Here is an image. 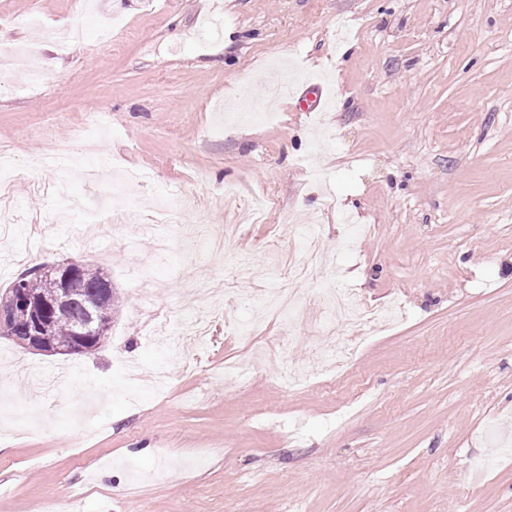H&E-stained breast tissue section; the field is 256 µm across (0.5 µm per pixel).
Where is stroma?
<instances>
[{"label":"stroma","instance_id":"1","mask_svg":"<svg viewBox=\"0 0 512 512\" xmlns=\"http://www.w3.org/2000/svg\"><path fill=\"white\" fill-rule=\"evenodd\" d=\"M75 21L63 51L31 30ZM0 57V259H82L120 298L88 354L0 335V395L49 421L20 434L0 415V512H512V0H0ZM279 66L321 111L285 98L262 118ZM57 152L72 173L52 196L36 160ZM101 159L143 182L93 231L112 177L80 171ZM160 197L164 260L145 231ZM187 223L239 233L214 254ZM312 228L326 285L399 305L331 390L319 309L287 329L237 273L314 295L288 278ZM199 265L234 279L216 305L182 286ZM196 319V367L147 336ZM252 330L290 338L301 385Z\"/></svg>","mask_w":512,"mask_h":512}]
</instances>
